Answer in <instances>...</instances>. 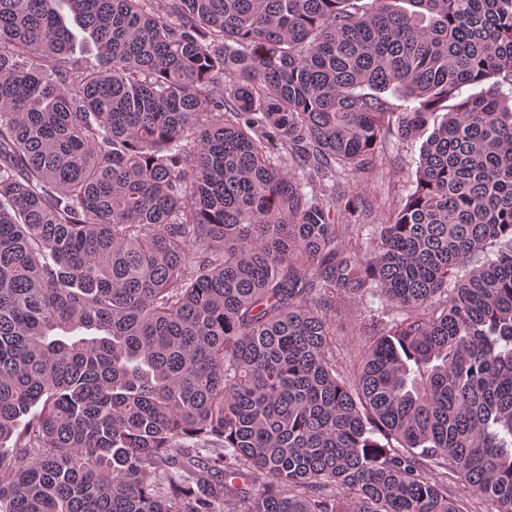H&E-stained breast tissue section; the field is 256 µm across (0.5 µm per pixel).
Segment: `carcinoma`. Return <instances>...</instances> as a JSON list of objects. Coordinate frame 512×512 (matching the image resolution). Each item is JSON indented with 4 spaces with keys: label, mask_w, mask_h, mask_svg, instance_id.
Segmentation results:
<instances>
[{
    "label": "carcinoma",
    "mask_w": 512,
    "mask_h": 512,
    "mask_svg": "<svg viewBox=\"0 0 512 512\" xmlns=\"http://www.w3.org/2000/svg\"><path fill=\"white\" fill-rule=\"evenodd\" d=\"M510 99L512 0H0V512H512ZM420 141L413 144L407 142H400L396 138H392L387 144L384 151L378 157L377 165L379 170L378 180L379 186L382 189V198L388 197L389 201L382 209H377L376 212L369 216L360 214L357 218L356 224H369L365 225L362 229L363 237H367L370 232L372 224H380L385 220L389 213V209L393 206L398 196L405 193V185L407 184L408 174L411 170L415 169V161L418 159ZM381 305L369 297L346 299L336 314V357L343 364L352 365L357 359L358 347L363 338V329L370 323L374 310ZM346 362V363H345ZM448 490L451 491L453 498L462 506L464 511L491 512L494 508L492 502L477 495L470 486L460 481L449 469Z\"/></svg>",
    "instance_id": "cac0c4a2"
}]
</instances>
